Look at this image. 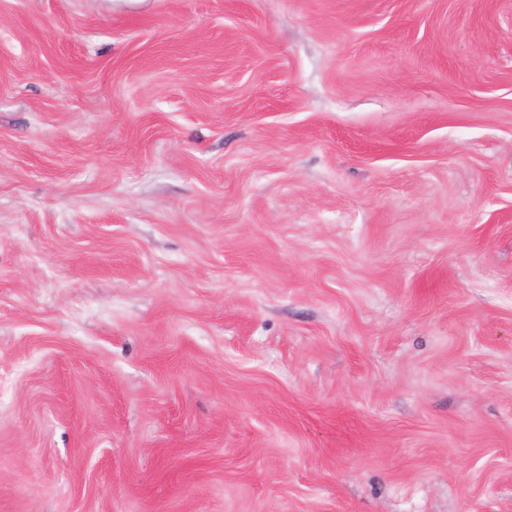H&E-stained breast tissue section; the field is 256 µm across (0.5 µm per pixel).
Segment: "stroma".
I'll return each instance as SVG.
<instances>
[{"instance_id":"35a3bbf8","label":"stroma","mask_w":512,"mask_h":512,"mask_svg":"<svg viewBox=\"0 0 512 512\" xmlns=\"http://www.w3.org/2000/svg\"><path fill=\"white\" fill-rule=\"evenodd\" d=\"M0 512H512V0H0Z\"/></svg>"}]
</instances>
